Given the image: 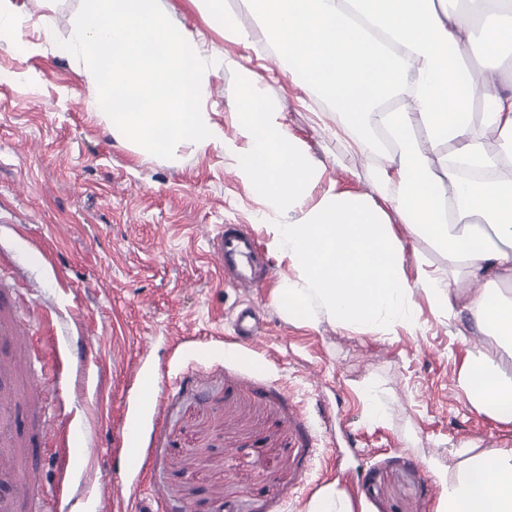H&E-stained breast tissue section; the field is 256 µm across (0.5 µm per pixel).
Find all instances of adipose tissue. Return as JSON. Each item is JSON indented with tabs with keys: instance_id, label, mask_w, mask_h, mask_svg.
Here are the masks:
<instances>
[{
	"instance_id": "adipose-tissue-1",
	"label": "adipose tissue",
	"mask_w": 512,
	"mask_h": 512,
	"mask_svg": "<svg viewBox=\"0 0 512 512\" xmlns=\"http://www.w3.org/2000/svg\"><path fill=\"white\" fill-rule=\"evenodd\" d=\"M265 38L294 75L311 77L358 149L380 155L375 182L412 233L441 248L447 276L405 275V246L386 214L361 198L325 193L311 201L318 166L257 92L238 101L239 172L259 196L286 214L274 245L302 272L305 285L279 291L295 320L309 321L318 300L336 321L370 326L409 322L411 287L430 293L442 314L467 310L505 352L471 354L461 370L474 405L512 423V301L466 294L471 282L512 280V179L464 181V169H493L512 157V93L495 67L474 87L458 49L470 40L457 0H255ZM482 95L490 106L481 131L459 115ZM419 127L423 140L409 138ZM380 129L394 151L372 139ZM436 512H512V448L485 453L454 483H442Z\"/></svg>"
}]
</instances>
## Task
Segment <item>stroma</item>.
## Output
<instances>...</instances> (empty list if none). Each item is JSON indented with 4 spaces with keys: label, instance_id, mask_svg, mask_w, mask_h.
<instances>
[{
    "label": "stroma",
    "instance_id": "35a3bbf8",
    "mask_svg": "<svg viewBox=\"0 0 512 512\" xmlns=\"http://www.w3.org/2000/svg\"><path fill=\"white\" fill-rule=\"evenodd\" d=\"M15 2L22 38H0V281L19 297L32 346L49 360L43 390L53 429L40 453L68 473L71 512L98 504L135 512L140 496L167 512H306L329 485L352 498L354 512H436L441 480L460 478L468 456L512 448V424L479 412L459 383L470 353H501L468 312L438 316L416 288L413 324L373 332L342 326L317 305L299 322L279 304L278 288L304 280L272 246L281 214L240 175L230 150L242 142L243 86L258 83L320 164L312 199L380 197L372 161L338 116L265 49L254 0H223L245 41L209 28L190 0H160L211 63L201 104L219 138L170 160L111 134L83 62L60 52L81 0ZM386 216L404 242L408 281L421 262L447 274L442 250L394 210ZM224 224L251 233L271 270L251 293L227 286L212 258ZM246 301L262 323L251 344L232 337L231 316ZM45 314L83 339L86 381L74 380ZM369 389L384 416L370 417ZM63 435L70 447L96 449L68 461L56 452ZM131 440L144 474L118 484L112 464Z\"/></svg>",
    "mask_w": 512,
    "mask_h": 512
}]
</instances>
